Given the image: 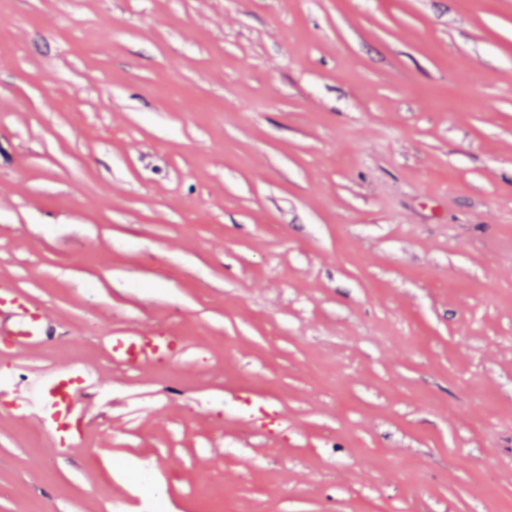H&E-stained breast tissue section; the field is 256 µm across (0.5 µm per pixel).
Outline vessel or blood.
Instances as JSON below:
<instances>
[{
    "label": "vessel or blood",
    "mask_w": 512,
    "mask_h": 512,
    "mask_svg": "<svg viewBox=\"0 0 512 512\" xmlns=\"http://www.w3.org/2000/svg\"><path fill=\"white\" fill-rule=\"evenodd\" d=\"M55 325L44 309L15 287L12 281L0 280V343L13 353H33L53 337ZM178 337L164 331L128 330L107 338V350L113 364L141 369L169 360L179 346ZM35 385L46 386L44 403L30 406L27 391L13 390L17 408L23 409L24 420L45 432L59 444L72 447L82 441V426L90 417L89 404L83 399L58 396L57 388L66 381V369L50 372L41 367L31 368Z\"/></svg>",
    "instance_id": "b4317fda"
}]
</instances>
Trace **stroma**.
<instances>
[{
	"label": "stroma",
	"instance_id": "obj_1",
	"mask_svg": "<svg viewBox=\"0 0 512 512\" xmlns=\"http://www.w3.org/2000/svg\"><path fill=\"white\" fill-rule=\"evenodd\" d=\"M0 278L69 332L0 372L181 393L0 410V512H512V0H0ZM107 350L113 365L141 369L169 360L177 346L181 354L189 347L177 336L163 330H126L121 335L107 336ZM69 368L49 372L42 367H31L33 383L47 386L44 403L39 407L29 404L28 391L16 389L27 384L25 375L16 372L0 374V395L13 396L15 406L24 409L22 418L31 426L45 432L59 445L78 446L82 441V426L86 419L91 420L89 403L85 399H71L56 395L57 388L66 383ZM15 389V390H12ZM113 468L121 472L132 487L134 494L127 499H108L106 512H127L128 505L136 501L139 512H168V502L161 487L154 479V468L145 469L131 458L118 459Z\"/></svg>",
	"mask_w": 512,
	"mask_h": 512
}]
</instances>
